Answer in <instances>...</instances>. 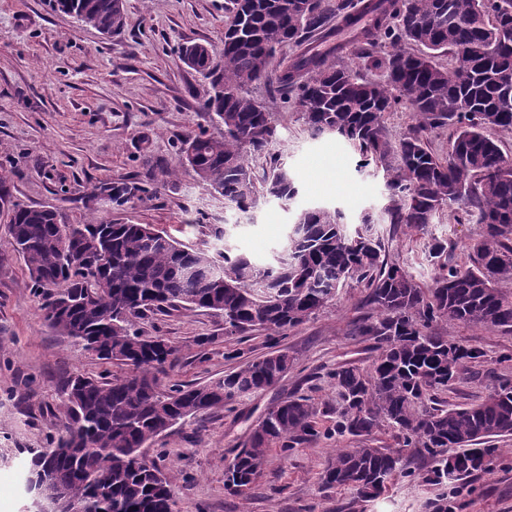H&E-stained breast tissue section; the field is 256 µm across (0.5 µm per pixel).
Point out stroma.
Returning a JSON list of instances; mask_svg holds the SVG:
<instances>
[{"mask_svg": "<svg viewBox=\"0 0 512 512\" xmlns=\"http://www.w3.org/2000/svg\"><path fill=\"white\" fill-rule=\"evenodd\" d=\"M225 0H125L127 24L112 37L54 10L50 0H0V512H25V477L33 452L44 448L64 416L70 377L96 375L103 364L67 337L49 329L42 297L8 234L13 204L49 207L64 224L92 219L148 224L191 247L214 249L212 230L226 227V244L259 262L272 261L296 211L333 204L357 220L376 215L373 230L391 260L403 265L423 288L431 287L438 262L428 255L433 240L453 245L454 261L466 262L480 227L457 221L459 209L440 211L425 231L407 232L383 212L381 174L358 169L359 155L333 135L312 136L295 95L250 86L252 97L271 112L278 136L250 159L255 175L278 159L295 175L293 208L260 199L243 216L193 171L179 165L182 143L200 132L221 135L200 106L210 94L207 80L179 58L182 46L220 45ZM139 183L146 195L121 205L95 197L99 182ZM365 290L349 282L331 305L277 343L292 367L273 387L244 396L203 421L168 429L145 455L170 470L175 512H426L436 487L400 478L387 493L365 501L348 489H327L320 474L335 448L350 438H323L290 455L269 451L263 474L248 500L224 487L232 452L244 447L259 422L281 398L309 396L335 407L326 372L340 365L370 364L373 343L356 326L368 311ZM148 334L169 337L180 348L164 381L205 385L234 367L230 351L248 360L268 350L264 332L225 336L222 315L175 309L140 324ZM436 332L484 348L491 364L470 369L447 400L466 404L499 379H512V331L463 324L436 325ZM495 446L506 454L492 474L474 476L452 497L453 512H512V437Z\"/></svg>", "mask_w": 512, "mask_h": 512, "instance_id": "35a3bbf8", "label": "stroma"}]
</instances>
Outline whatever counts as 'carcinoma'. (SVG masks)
<instances>
[{
  "instance_id": "obj_1",
  "label": "carcinoma",
  "mask_w": 512,
  "mask_h": 512,
  "mask_svg": "<svg viewBox=\"0 0 512 512\" xmlns=\"http://www.w3.org/2000/svg\"><path fill=\"white\" fill-rule=\"evenodd\" d=\"M53 7L110 37L126 25L124 0H52ZM223 49L182 48L181 59L210 81L203 104L224 135H197L180 149V164L243 212L259 198L292 205L296 177L271 162L256 184L249 156L264 152L277 128L270 112L245 89L265 83L297 92L296 104L311 133L334 134L365 164L382 173L389 223L420 232L443 207L458 203L465 221L481 225L468 263L441 264L429 288L420 287L385 243L370 233L368 210L349 235L346 216L333 206L300 211L276 265L248 256L191 249L148 224H62L46 207L14 206L9 235L44 298V322L95 354L126 367L110 380L77 375L67 385L59 437L31 460L46 493L87 503L88 512H173V477L142 448L186 419H196L276 384L292 366L288 353L271 350L210 384L164 385L159 373L174 364L179 346L149 336L138 324L172 308L205 309L224 316V334L261 328L271 342L326 308L349 279L364 284L362 306L375 311L357 326L374 341L368 369L339 366L328 374L336 389V424L322 429L320 410L291 395L254 430L248 446L225 467L224 486L248 500L268 452L288 453L320 436H350L321 474L327 488L349 487L375 499L400 476L439 493L427 512H448V485L490 473L507 452L492 444L512 436V380L481 399L448 406L443 395L469 368L485 362L479 347L433 332L434 324L462 323L512 330V159L491 132L512 130V0H225ZM374 23L366 27L360 14ZM335 19L340 24L331 26ZM336 38L326 51L307 48L288 69L269 64L278 48L315 33ZM402 40L416 51L374 54L379 41ZM378 70L368 82L342 63L344 50ZM450 54L451 68L437 58ZM406 105L415 124L388 138L385 113ZM451 125L448 154L429 150L426 132ZM138 186L102 182L96 196L125 202ZM397 430V447L368 444L383 426ZM415 451L430 460L423 473L409 468Z\"/></svg>"
}]
</instances>
